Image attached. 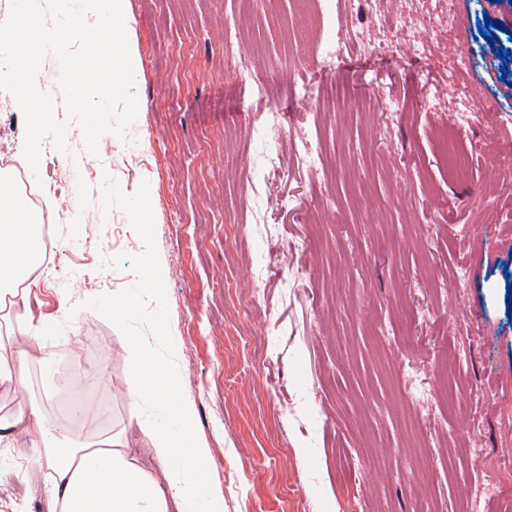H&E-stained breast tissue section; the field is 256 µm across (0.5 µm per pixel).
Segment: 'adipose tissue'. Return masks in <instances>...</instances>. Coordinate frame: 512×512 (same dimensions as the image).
<instances>
[{"instance_id": "1", "label": "adipose tissue", "mask_w": 512, "mask_h": 512, "mask_svg": "<svg viewBox=\"0 0 512 512\" xmlns=\"http://www.w3.org/2000/svg\"><path fill=\"white\" fill-rule=\"evenodd\" d=\"M45 217L34 211L12 179L0 174V309L17 299L18 287L38 272L45 260ZM123 346L130 360L129 391L133 401L178 405L179 432L142 429L141 440L128 430L98 436L94 406L81 411L90 440L77 443L62 435L44 443L38 462L51 471L50 491L59 512H223L221 498H203L209 459L193 433V410L180 401L181 381L173 360L156 358L138 337ZM33 359L0 339V387H24ZM156 457L174 460L164 475H156L141 460V448Z\"/></svg>"}]
</instances>
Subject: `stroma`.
Returning <instances> with one entry per match:
<instances>
[{
    "label": "stroma",
    "mask_w": 512,
    "mask_h": 512,
    "mask_svg": "<svg viewBox=\"0 0 512 512\" xmlns=\"http://www.w3.org/2000/svg\"><path fill=\"white\" fill-rule=\"evenodd\" d=\"M122 3L125 137L88 153L53 55L37 75L71 152L45 138L26 179L63 250L9 316L74 362L52 389L31 362L0 407L64 424L88 396L122 429L121 337L170 338L224 512H502L474 494L512 492V0ZM41 439L0 447V512H56Z\"/></svg>",
    "instance_id": "stroma-1"
}]
</instances>
